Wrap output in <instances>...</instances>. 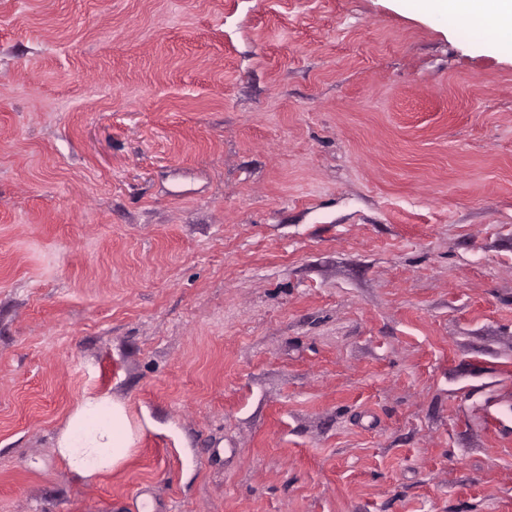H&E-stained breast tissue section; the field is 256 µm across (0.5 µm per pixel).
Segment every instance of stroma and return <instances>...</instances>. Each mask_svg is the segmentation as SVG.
<instances>
[{"mask_svg": "<svg viewBox=\"0 0 512 512\" xmlns=\"http://www.w3.org/2000/svg\"><path fill=\"white\" fill-rule=\"evenodd\" d=\"M91 392L139 439L87 483ZM0 512H512V56L412 0H0ZM137 438L123 403L107 393L86 394L68 415L56 451L72 474L93 481L122 468Z\"/></svg>", "mask_w": 512, "mask_h": 512, "instance_id": "obj_1", "label": "stroma"}]
</instances>
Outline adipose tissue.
<instances>
[{
	"instance_id": "ef3b65f1",
	"label": "adipose tissue",
	"mask_w": 512,
	"mask_h": 512,
	"mask_svg": "<svg viewBox=\"0 0 512 512\" xmlns=\"http://www.w3.org/2000/svg\"><path fill=\"white\" fill-rule=\"evenodd\" d=\"M442 11L452 20L476 14L483 25L466 30L469 38L496 43L512 55V0H444ZM137 431L126 406L109 394H87L70 412L56 440V451L74 475L92 481L122 468L135 452Z\"/></svg>"
}]
</instances>
